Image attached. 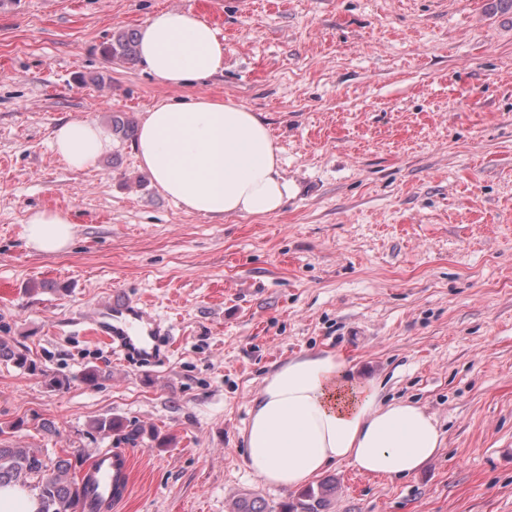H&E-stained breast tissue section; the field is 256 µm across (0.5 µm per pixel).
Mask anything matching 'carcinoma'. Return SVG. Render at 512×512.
Returning <instances> with one entry per match:
<instances>
[{
	"label": "carcinoma",
	"mask_w": 512,
	"mask_h": 512,
	"mask_svg": "<svg viewBox=\"0 0 512 512\" xmlns=\"http://www.w3.org/2000/svg\"><path fill=\"white\" fill-rule=\"evenodd\" d=\"M107 57L133 64L138 59V39L135 31L120 29L106 43ZM136 130L135 122L120 115L112 116V132L123 139H130ZM0 361L31 372L37 363L29 356L0 340ZM91 428L103 437L115 436L128 443H139L141 431L117 417H103L92 422ZM72 463L60 457L51 459L45 448H14L0 441V486L19 484L37 492L41 502L40 512H102L101 502L94 501L85 506L89 495L86 484L69 477ZM336 494V482L326 480L317 489H308L292 501L279 505V510L257 499L244 497L231 512H325L329 501Z\"/></svg>",
	"instance_id": "cac0c4a2"
}]
</instances>
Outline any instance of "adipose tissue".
<instances>
[{"mask_svg":"<svg viewBox=\"0 0 512 512\" xmlns=\"http://www.w3.org/2000/svg\"><path fill=\"white\" fill-rule=\"evenodd\" d=\"M138 36L139 61L160 82L202 81L224 68L223 39L194 12H155ZM51 146L81 170L111 153L114 140L99 122L72 119L53 130ZM134 150L160 191L209 217L270 214L297 192L268 126L230 99L201 94L157 104L144 115ZM73 234L65 210L35 209L25 220L27 244L40 253L65 250ZM243 438L250 471L285 488L341 462L371 476L408 477L444 443L422 407L383 402L375 381L350 377L344 356L322 353L290 359L265 378Z\"/></svg>","mask_w":512,"mask_h":512,"instance_id":"ef3b65f1","label":"adipose tissue"}]
</instances>
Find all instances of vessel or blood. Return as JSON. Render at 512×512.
<instances>
[{
	"label": "vessel or blood",
	"instance_id": "1",
	"mask_svg": "<svg viewBox=\"0 0 512 512\" xmlns=\"http://www.w3.org/2000/svg\"><path fill=\"white\" fill-rule=\"evenodd\" d=\"M94 335L104 337L126 356L151 363L161 356L160 337L165 327L142 305L122 294H113L90 321ZM84 476L94 497L118 506L122 495L116 487H128L131 457L127 449L109 448L98 453Z\"/></svg>",
	"mask_w": 512,
	"mask_h": 512
}]
</instances>
